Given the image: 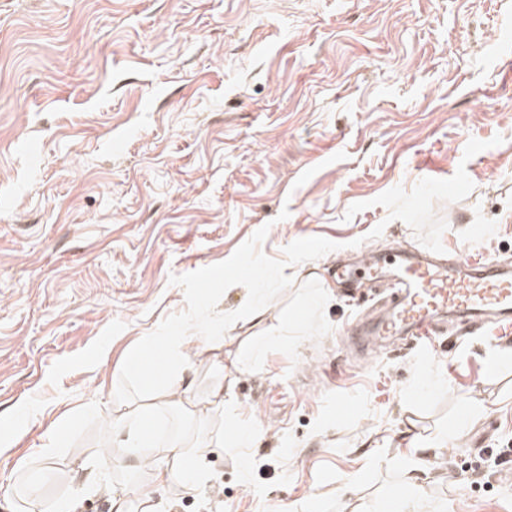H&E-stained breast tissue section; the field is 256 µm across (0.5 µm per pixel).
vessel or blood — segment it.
I'll return each instance as SVG.
<instances>
[{
  "mask_svg": "<svg viewBox=\"0 0 512 512\" xmlns=\"http://www.w3.org/2000/svg\"><path fill=\"white\" fill-rule=\"evenodd\" d=\"M367 276H391L394 305L372 327L379 339L414 337L426 345L448 321L474 327L492 320L512 326V271L492 260L459 258L449 263L429 251L397 246L389 262L370 263Z\"/></svg>",
  "mask_w": 512,
  "mask_h": 512,
  "instance_id": "obj_1",
  "label": "vessel or blood"
}]
</instances>
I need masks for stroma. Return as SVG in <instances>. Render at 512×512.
<instances>
[{"mask_svg":"<svg viewBox=\"0 0 512 512\" xmlns=\"http://www.w3.org/2000/svg\"><path fill=\"white\" fill-rule=\"evenodd\" d=\"M461 166L474 187L435 202L441 242L512 268V0H0V512L53 437L37 512L69 494L78 512L117 495L130 512H512L494 457L512 449V335L400 339L360 367L347 330L387 291L334 276L417 246L375 197ZM264 226L275 259L300 238L338 248L289 266L259 319L196 338L198 411H162L155 453L182 432L223 447L189 449L162 490L93 471L129 411L126 354L186 308L170 275Z\"/></svg>","mask_w":512,"mask_h":512,"instance_id":"1","label":"stroma"}]
</instances>
